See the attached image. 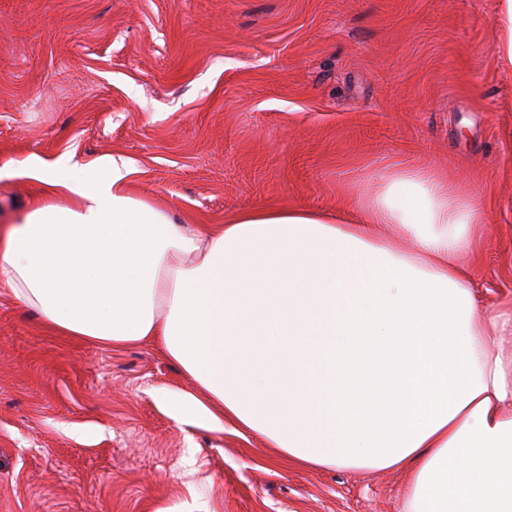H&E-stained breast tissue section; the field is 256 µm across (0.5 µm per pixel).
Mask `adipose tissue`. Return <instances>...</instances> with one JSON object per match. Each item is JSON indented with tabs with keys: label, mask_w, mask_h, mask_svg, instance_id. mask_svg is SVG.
<instances>
[{
	"label": "adipose tissue",
	"mask_w": 512,
	"mask_h": 512,
	"mask_svg": "<svg viewBox=\"0 0 512 512\" xmlns=\"http://www.w3.org/2000/svg\"><path fill=\"white\" fill-rule=\"evenodd\" d=\"M106 155L63 160L46 203L0 226V287L62 336L163 349L197 391L178 423L259 436L307 469L397 470L407 512H512V307L459 264L476 200L385 171L350 216L256 208L178 224ZM413 242L400 251L387 227Z\"/></svg>",
	"instance_id": "adipose-tissue-1"
}]
</instances>
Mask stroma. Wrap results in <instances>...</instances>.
I'll list each match as a JSON object with an SVG mask.
<instances>
[{"label":"stroma","mask_w":512,"mask_h":512,"mask_svg":"<svg viewBox=\"0 0 512 512\" xmlns=\"http://www.w3.org/2000/svg\"><path fill=\"white\" fill-rule=\"evenodd\" d=\"M496 0H0V225L49 201L30 161L119 155L180 224L333 212L423 164L476 197L463 258L512 303V69ZM150 344L57 335L0 288V512H406L397 471L304 470L183 425Z\"/></svg>","instance_id":"stroma-1"}]
</instances>
